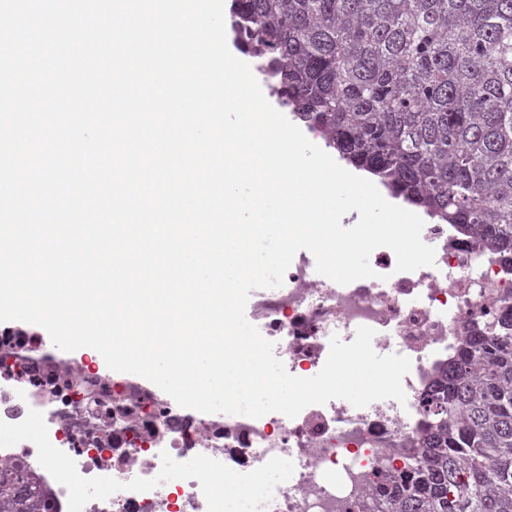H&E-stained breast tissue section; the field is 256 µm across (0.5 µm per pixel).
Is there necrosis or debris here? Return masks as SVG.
Masks as SVG:
<instances>
[{"mask_svg":"<svg viewBox=\"0 0 512 512\" xmlns=\"http://www.w3.org/2000/svg\"><path fill=\"white\" fill-rule=\"evenodd\" d=\"M422 234L434 266L396 271L393 251L380 247L374 277L340 285L299 253L283 286L256 291L250 307L275 356L302 378L320 372L332 336L348 343L358 327L374 329L376 351L411 361L405 402L197 416L151 384L69 366L42 337L4 327L0 465L34 472L55 512H360L376 474L404 468L435 367L512 298L511 254L449 224ZM228 480L253 488L239 507L224 498Z\"/></svg>","mask_w":512,"mask_h":512,"instance_id":"obj_1","label":"necrosis or debris"}]
</instances>
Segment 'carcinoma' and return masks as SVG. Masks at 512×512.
I'll list each match as a JSON object with an SVG mask.
<instances>
[{
    "label": "carcinoma",
    "mask_w": 512,
    "mask_h": 512,
    "mask_svg": "<svg viewBox=\"0 0 512 512\" xmlns=\"http://www.w3.org/2000/svg\"><path fill=\"white\" fill-rule=\"evenodd\" d=\"M241 50L347 164L512 254V0H231ZM435 369L413 465L366 512H512V304ZM0 467V512H50Z\"/></svg>",
    "instance_id": "cac0c4a2"
}]
</instances>
